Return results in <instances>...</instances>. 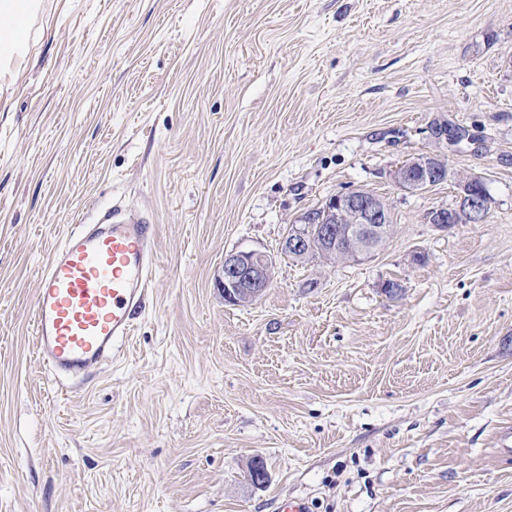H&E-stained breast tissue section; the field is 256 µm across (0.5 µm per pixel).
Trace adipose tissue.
Returning a JSON list of instances; mask_svg holds the SVG:
<instances>
[{
  "label": "adipose tissue",
  "mask_w": 512,
  "mask_h": 512,
  "mask_svg": "<svg viewBox=\"0 0 512 512\" xmlns=\"http://www.w3.org/2000/svg\"><path fill=\"white\" fill-rule=\"evenodd\" d=\"M41 11V0H0V98L11 92L29 50L26 30Z\"/></svg>",
  "instance_id": "1"
}]
</instances>
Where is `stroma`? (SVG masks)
<instances>
[{"label": "stroma", "instance_id": "35a3bbf8", "mask_svg": "<svg viewBox=\"0 0 512 512\" xmlns=\"http://www.w3.org/2000/svg\"><path fill=\"white\" fill-rule=\"evenodd\" d=\"M28 41L0 101V512H512V0H44ZM421 153L450 177L412 193ZM473 176L486 222L430 224ZM357 190L393 222L373 255L281 252ZM115 204L154 226L153 293L114 358L54 374L39 273ZM250 250L271 282L229 304ZM403 165L395 172V181L408 191L429 188L450 174L442 160L429 154H419ZM271 258L263 252L239 251L224 256V299L231 304L258 297L270 283Z\"/></svg>", "mask_w": 512, "mask_h": 512}]
</instances>
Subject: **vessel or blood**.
Segmentation results:
<instances>
[{
    "label": "vessel or blood",
    "instance_id": "obj_1",
    "mask_svg": "<svg viewBox=\"0 0 512 512\" xmlns=\"http://www.w3.org/2000/svg\"><path fill=\"white\" fill-rule=\"evenodd\" d=\"M154 234L140 213L120 206L79 225L52 251L39 277L33 347L55 373L77 376L130 336L153 283Z\"/></svg>",
    "mask_w": 512,
    "mask_h": 512
}]
</instances>
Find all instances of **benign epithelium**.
Instances as JSON below:
<instances>
[{
    "label": "benign epithelium",
    "mask_w": 512,
    "mask_h": 512,
    "mask_svg": "<svg viewBox=\"0 0 512 512\" xmlns=\"http://www.w3.org/2000/svg\"><path fill=\"white\" fill-rule=\"evenodd\" d=\"M445 163L429 154H419L395 172V181L408 191H420L448 178ZM478 178L460 183L459 213L438 210L432 223L446 228L463 216L470 224H481L487 218L484 193L476 190ZM387 203L380 197L361 192L338 193L316 210L305 212L299 225L288 230L281 243L285 253H308L315 248L336 251L333 225H345L346 236L354 243V258L365 257L389 234L385 217ZM271 258L263 252L239 251L224 256V299L231 304L241 299H255L270 283Z\"/></svg>",
    "instance_id": "1"
}]
</instances>
